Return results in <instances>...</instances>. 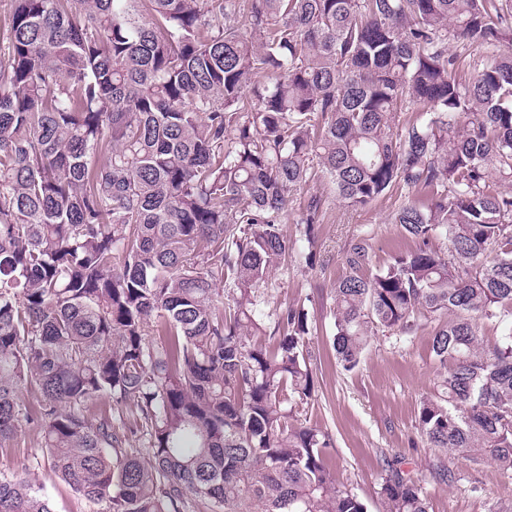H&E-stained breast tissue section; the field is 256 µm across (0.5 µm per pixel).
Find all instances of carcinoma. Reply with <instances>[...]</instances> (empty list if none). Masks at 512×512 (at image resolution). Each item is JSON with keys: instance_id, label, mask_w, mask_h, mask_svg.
Instances as JSON below:
<instances>
[{"instance_id": "1", "label": "carcinoma", "mask_w": 512, "mask_h": 512, "mask_svg": "<svg viewBox=\"0 0 512 512\" xmlns=\"http://www.w3.org/2000/svg\"><path fill=\"white\" fill-rule=\"evenodd\" d=\"M511 20L499 0H11L0 442L33 434L101 512H368L297 415L316 389L308 312L266 319L255 296L288 250V195L321 175L351 207L434 191L393 215L413 246L386 266L361 274L369 245L348 244L342 369L448 316L420 431L512 469V197L492 189L512 179V53L466 81L448 52L512 42ZM407 102L426 118L401 123ZM321 217L311 194L310 245ZM477 318L504 328L493 347ZM102 399L128 414L91 413ZM386 466L384 512H429ZM0 512L54 510L26 467L0 475Z\"/></svg>"}]
</instances>
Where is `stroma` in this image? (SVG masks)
<instances>
[{"mask_svg":"<svg viewBox=\"0 0 512 512\" xmlns=\"http://www.w3.org/2000/svg\"><path fill=\"white\" fill-rule=\"evenodd\" d=\"M308 192L320 196L323 203L316 242L308 244L296 222L305 193H295L281 223L288 260L258 288L257 301L266 316L297 303L308 312L312 334L307 346L317 388L302 417L333 438L328 462L338 484L363 499L368 512H383L380 488L387 475L386 463L394 460L419 483L429 512H512V470L488 459L474 462L430 447L421 435L420 401L434 390L441 373L431 352L433 323L409 335L374 336L359 367L351 372L340 367L332 346L333 288L346 273L348 244L367 240L372 269L383 267L412 245L399 225L393 224V214L412 195L428 203L430 192L423 189L412 194L397 186L365 207L339 202L334 185L325 178L311 182ZM311 249L318 263L309 267L303 256ZM41 456L37 441L19 433L0 444V473L9 475L23 465H36L55 512H97V505L76 496L48 466L38 465ZM439 460L448 467V482H439L432 472Z\"/></svg>","mask_w":512,"mask_h":512,"instance_id":"stroma-1","label":"stroma"}]
</instances>
